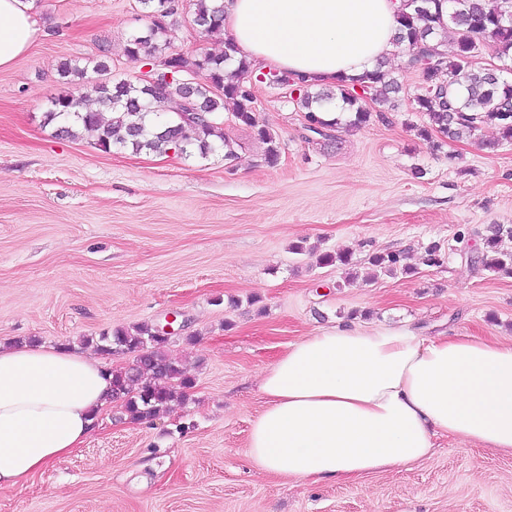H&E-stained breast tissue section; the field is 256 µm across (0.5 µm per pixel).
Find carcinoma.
Returning a JSON list of instances; mask_svg holds the SVG:
<instances>
[{
	"label": "carcinoma",
	"instance_id": "obj_1",
	"mask_svg": "<svg viewBox=\"0 0 512 512\" xmlns=\"http://www.w3.org/2000/svg\"><path fill=\"white\" fill-rule=\"evenodd\" d=\"M169 0H142L150 13L160 22L152 23L146 32L130 36L125 48L133 63L167 61L179 68L172 81L156 85L134 84L128 80H99L92 83L99 105L97 111L80 110V101L71 97H57L47 110L50 121L58 122L57 134L74 136L73 126L97 133L99 146L130 148L135 152L148 150L166 154L174 150L189 157L193 150L206 155L213 150L210 138L216 137L224 148V158L235 160L234 146L224 138V112L234 120L254 129L266 144L264 162L274 165L279 159L275 137L259 124L255 97L249 92V78L253 65L244 57H237V47L231 40L224 43V54L206 51L179 54L169 50L167 39L170 18L176 8ZM437 0H410L398 17L395 36L396 54L403 58L407 72L417 73L424 83H431L430 93H418L413 109L424 114L427 124L418 129L424 139L439 133L450 141L473 135L483 126H493L498 138L486 143L493 149L512 142V0H448V29L453 33L452 48L446 49L444 40L437 39L436 25L440 15L433 11ZM192 22L199 34L209 36L223 31L222 8L219 0H195ZM485 48L492 49L503 62V70L491 75L487 70L469 64V54ZM202 74L194 83L191 97H186L181 76ZM369 89L371 102L355 93L354 86L339 82L336 90L310 89L304 83H293L299 90L295 102L305 117L316 123L332 137L338 121L321 116V107L337 99L342 109L354 114L350 125L359 127L376 118L388 121L389 111L401 91V82L384 70H376L359 80ZM191 100L203 119L194 126L185 124L180 113L186 111V100ZM179 101L178 111L170 115L154 110L158 102ZM492 225L484 238L483 249L474 257V263L493 273L512 275V254L498 249L503 233ZM398 254L376 255L371 265L392 274L401 266ZM169 338L147 324L132 329L117 328L112 334L98 338V348L106 355L132 353V364L112 371V393L124 403L126 417L144 421L157 416L178 400H184L194 381L184 375L180 366L169 359L164 349Z\"/></svg>",
	"mask_w": 512,
	"mask_h": 512
}]
</instances>
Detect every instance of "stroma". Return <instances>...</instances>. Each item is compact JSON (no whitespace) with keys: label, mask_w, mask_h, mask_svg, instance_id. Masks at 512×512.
<instances>
[{"label":"stroma","mask_w":512,"mask_h":512,"mask_svg":"<svg viewBox=\"0 0 512 512\" xmlns=\"http://www.w3.org/2000/svg\"><path fill=\"white\" fill-rule=\"evenodd\" d=\"M180 0L171 49L219 55ZM40 35L0 71V344L28 338L95 354L113 329L184 322L167 346L195 386L184 404L130 421L113 403L81 448L27 484L0 488V512H512V453L441 437L424 463L349 481L309 482L254 468L246 446L264 408L262 371L289 342L350 322L512 336V278L473 263L487 227H512V144L486 126L441 149L417 131L418 75L391 66L401 106L388 121L341 123L311 141L284 89L256 88V133L224 119L207 156L103 151L61 137L48 100L87 95L61 61L101 59L139 81L124 54L151 24L140 0H35ZM438 244L429 266L425 249ZM351 252L350 265L319 254ZM410 273L373 274L374 255Z\"/></svg>","instance_id":"1"}]
</instances>
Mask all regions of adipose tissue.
<instances>
[{
  "label": "adipose tissue",
  "mask_w": 512,
  "mask_h": 512,
  "mask_svg": "<svg viewBox=\"0 0 512 512\" xmlns=\"http://www.w3.org/2000/svg\"><path fill=\"white\" fill-rule=\"evenodd\" d=\"M33 0H0V70L38 37ZM402 0H222L224 34L255 68L336 85L390 60ZM107 362L0 346V488L79 448L110 404ZM247 456L258 470L348 480L429 458L438 437L512 453V337L424 338L330 327L290 342L259 378Z\"/></svg>",
  "instance_id": "ef3b65f1"
}]
</instances>
